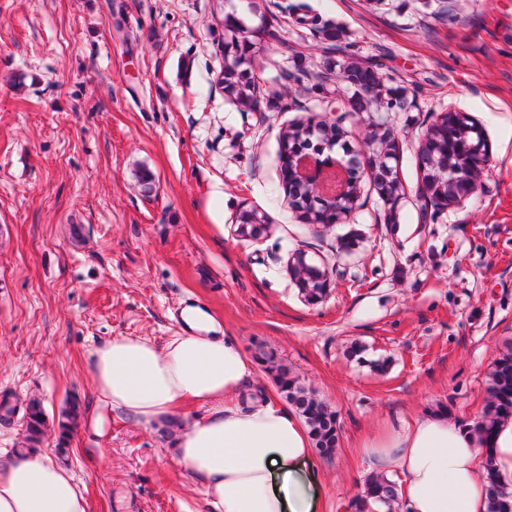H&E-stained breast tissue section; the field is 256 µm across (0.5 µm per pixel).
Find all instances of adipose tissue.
I'll return each instance as SVG.
<instances>
[{
	"label": "adipose tissue",
	"instance_id": "adipose-tissue-1",
	"mask_svg": "<svg viewBox=\"0 0 512 512\" xmlns=\"http://www.w3.org/2000/svg\"><path fill=\"white\" fill-rule=\"evenodd\" d=\"M164 345L116 336L92 354L98 398L150 427L173 428L171 451L210 512H316L320 481L299 413L270 390L234 337L201 308ZM203 416L183 421L192 406ZM374 474L397 476L406 512H487L486 461L512 480V419L490 439L427 411L361 436ZM0 512H91L86 488L49 456L0 451Z\"/></svg>",
	"mask_w": 512,
	"mask_h": 512
}]
</instances>
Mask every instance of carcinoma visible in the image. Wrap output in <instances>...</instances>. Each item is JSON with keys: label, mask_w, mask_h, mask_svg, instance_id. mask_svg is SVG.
<instances>
[{"label": "carcinoma", "mask_w": 512, "mask_h": 512, "mask_svg": "<svg viewBox=\"0 0 512 512\" xmlns=\"http://www.w3.org/2000/svg\"><path fill=\"white\" fill-rule=\"evenodd\" d=\"M261 361L274 373L279 390L303 416L312 436L315 449L325 455H332L338 444L336 412L319 401L290 375L288 367L280 364L274 353L261 352ZM512 418V343L505 345L494 362L488 376L486 397L480 413L473 419V431L483 437H490L497 423ZM45 423V410L40 402L34 401L28 408L25 420L26 439L36 444ZM488 512H512V490L494 471L493 463L487 464ZM399 503L396 483L388 478L368 477L364 496L355 502L354 512H368L373 506H384L393 512Z\"/></svg>", "instance_id": "obj_1"}]
</instances>
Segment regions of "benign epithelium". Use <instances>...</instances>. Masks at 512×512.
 <instances>
[{"label": "benign epithelium", "instance_id": "1", "mask_svg": "<svg viewBox=\"0 0 512 512\" xmlns=\"http://www.w3.org/2000/svg\"><path fill=\"white\" fill-rule=\"evenodd\" d=\"M240 61L236 40L224 42V73L233 74L234 81L223 83L224 94L232 95L250 105L257 103V96L239 92L247 84L254 86V77L243 76L238 70ZM310 138L283 149L281 169L291 203L312 224H335L346 213L348 206L357 201L359 182L368 175L386 202L400 196L402 186L392 179L391 160L395 159L396 147L381 143L373 149V158L368 160L357 151L350 152L342 161L332 156L336 147V123H329L321 114L307 120ZM474 135L472 140L461 137V132ZM452 155L456 152L468 159L463 171L451 173L442 182L424 177L417 187V197L430 215H439L448 205L459 203L474 194L480 187V178L490 158L482 133L463 112L450 110L436 116L419 142V157L422 169L433 165L436 155L442 150ZM265 230L264 221L257 213L245 211L238 217V236L258 239ZM289 276L300 288L330 287L329 271L319 270L320 277L312 276L306 256L295 254L287 261Z\"/></svg>", "mask_w": 512, "mask_h": 512}]
</instances>
